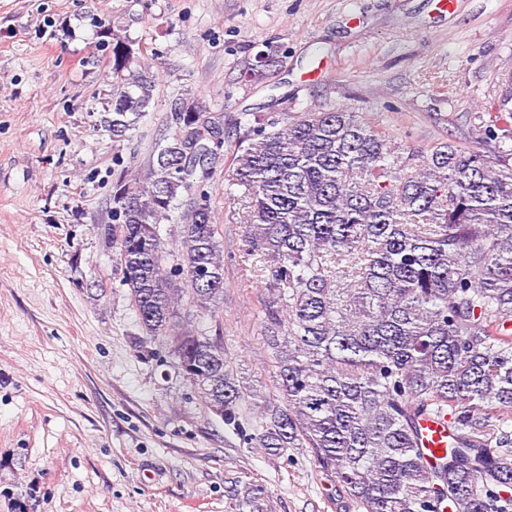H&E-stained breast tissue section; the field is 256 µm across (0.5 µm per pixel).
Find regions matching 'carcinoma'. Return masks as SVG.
Here are the masks:
<instances>
[{"label": "carcinoma", "mask_w": 512, "mask_h": 512, "mask_svg": "<svg viewBox=\"0 0 512 512\" xmlns=\"http://www.w3.org/2000/svg\"><path fill=\"white\" fill-rule=\"evenodd\" d=\"M132 63L130 44L113 38L115 138L152 99ZM486 112L491 153L448 141L404 156L336 107L283 123L255 114L236 143L230 182L248 199L239 259L266 276L275 363L256 443L310 449L362 512H512V109ZM175 121L155 160L112 182L104 234L146 339L168 346L230 425L250 390L179 311L185 296L201 313L224 296L210 197L182 216L171 269L159 235L195 159L220 157L222 127L198 105ZM447 413L454 442L428 467L417 420Z\"/></svg>", "instance_id": "carcinoma-1"}]
</instances>
